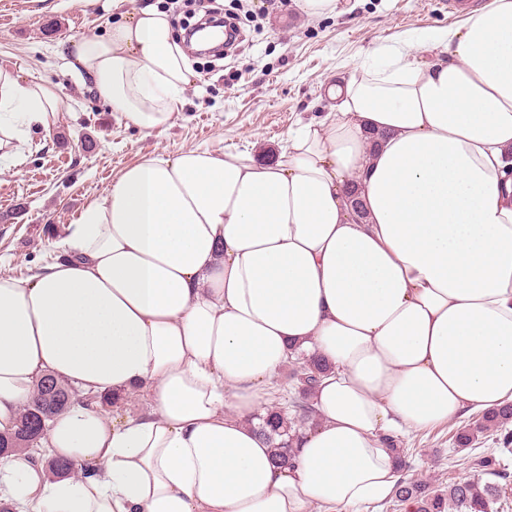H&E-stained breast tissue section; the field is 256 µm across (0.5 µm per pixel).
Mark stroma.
<instances>
[{
  "label": "stroma",
  "instance_id": "35a3bbf8",
  "mask_svg": "<svg viewBox=\"0 0 512 512\" xmlns=\"http://www.w3.org/2000/svg\"><path fill=\"white\" fill-rule=\"evenodd\" d=\"M291 2L211 0L236 20L243 41L220 59L191 57L198 78L173 126L148 134L126 126L71 66L74 44L109 32L112 0H0V63L18 69L23 82L54 85L68 104L51 130L32 131L21 160L0 158V274L23 279L51 261L84 206L143 156L278 145L325 115L328 86L377 46L458 22L444 0H340L339 13L315 21ZM458 428L451 422L395 440L429 487L483 476L471 461L458 463Z\"/></svg>",
  "mask_w": 512,
  "mask_h": 512
}]
</instances>
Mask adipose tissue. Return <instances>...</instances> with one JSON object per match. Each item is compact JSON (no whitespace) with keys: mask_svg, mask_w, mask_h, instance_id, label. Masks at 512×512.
Segmentation results:
<instances>
[{"mask_svg":"<svg viewBox=\"0 0 512 512\" xmlns=\"http://www.w3.org/2000/svg\"><path fill=\"white\" fill-rule=\"evenodd\" d=\"M76 45L100 100L164 132L196 75L170 10ZM333 111L253 148L148 155L87 204L63 259L0 275V431L46 374L142 390L114 418L71 404L0 458L16 512H358L391 497L386 434L512 404V0L376 49ZM65 107L0 66V153ZM326 365L292 466L256 427L292 355ZM61 457L71 474H48Z\"/></svg>","mask_w":512,"mask_h":512,"instance_id":"1","label":"adipose tissue"}]
</instances>
